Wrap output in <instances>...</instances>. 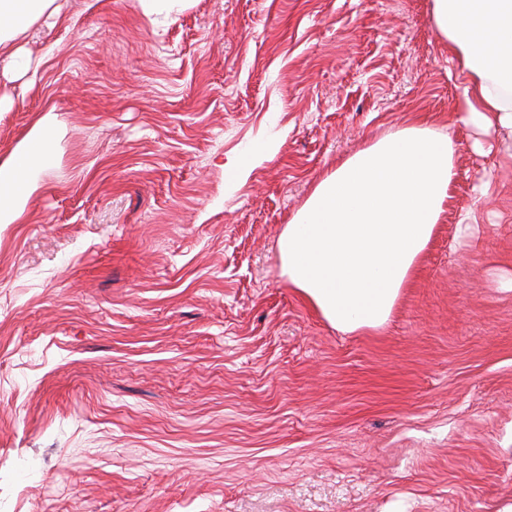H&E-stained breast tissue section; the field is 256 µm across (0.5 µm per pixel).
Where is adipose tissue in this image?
I'll list each match as a JSON object with an SVG mask.
<instances>
[{"label":"adipose tissue","instance_id":"obj_1","mask_svg":"<svg viewBox=\"0 0 512 512\" xmlns=\"http://www.w3.org/2000/svg\"><path fill=\"white\" fill-rule=\"evenodd\" d=\"M54 0H0V62L29 71L17 39ZM459 78L462 121L512 138V0H432ZM55 128L40 119L15 158L0 165V223L20 217L30 173ZM450 135L428 120L400 127L323 177L279 238L289 284L341 332L383 327L434 234L456 178Z\"/></svg>","mask_w":512,"mask_h":512}]
</instances>
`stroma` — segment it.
<instances>
[{
	"instance_id": "1",
	"label": "stroma",
	"mask_w": 512,
	"mask_h": 512,
	"mask_svg": "<svg viewBox=\"0 0 512 512\" xmlns=\"http://www.w3.org/2000/svg\"><path fill=\"white\" fill-rule=\"evenodd\" d=\"M58 2L0 75V163L57 122L0 223V512H512V161L431 0ZM421 114L448 208L389 322L337 331L278 239Z\"/></svg>"
}]
</instances>
